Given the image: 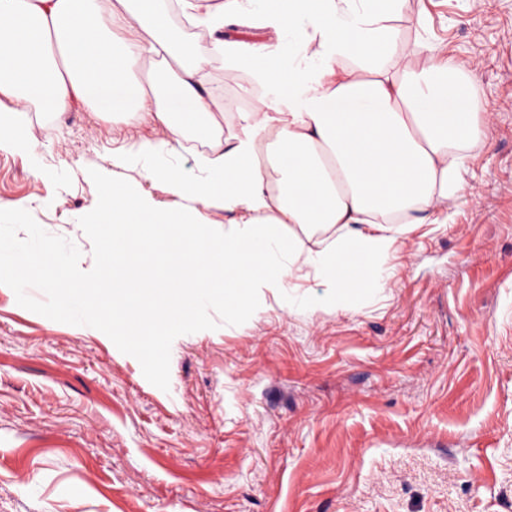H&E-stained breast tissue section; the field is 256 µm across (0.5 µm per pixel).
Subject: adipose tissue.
<instances>
[{
  "label": "adipose tissue",
  "instance_id": "1",
  "mask_svg": "<svg viewBox=\"0 0 512 512\" xmlns=\"http://www.w3.org/2000/svg\"><path fill=\"white\" fill-rule=\"evenodd\" d=\"M265 25L289 31L301 56L224 41V16L247 0H0V150L37 158L26 114L72 102L97 114L137 112L162 131L116 157L147 162L178 212L116 183L105 196L103 259L81 269L17 247L20 271L92 309L144 354L185 304L208 297L248 309L257 290L282 292L292 273L324 279L336 305L383 280L396 244L447 206L469 151L483 137L477 89L453 58L414 69L390 24L406 0H260ZM204 33L183 43L172 8ZM250 70L268 91L224 136L204 69ZM164 76L145 88L136 73ZM217 140L196 178L154 163L188 130ZM222 204L231 220L202 222ZM320 236L319 249L307 238Z\"/></svg>",
  "mask_w": 512,
  "mask_h": 512
}]
</instances>
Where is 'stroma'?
<instances>
[{
	"mask_svg": "<svg viewBox=\"0 0 512 512\" xmlns=\"http://www.w3.org/2000/svg\"><path fill=\"white\" fill-rule=\"evenodd\" d=\"M260 22L224 37L295 52ZM392 25L415 66L454 58L478 91L447 218L343 307L312 275L246 311L199 302L151 358L42 281H0V512H512V0H408ZM205 86L224 134L258 104L250 74L211 65ZM28 121L43 172L0 150V201L24 207L0 213V266L20 241L97 262L113 179L177 205L112 163L150 123L81 102Z\"/></svg>",
	"mask_w": 512,
	"mask_h": 512,
	"instance_id": "1",
	"label": "stroma"
}]
</instances>
